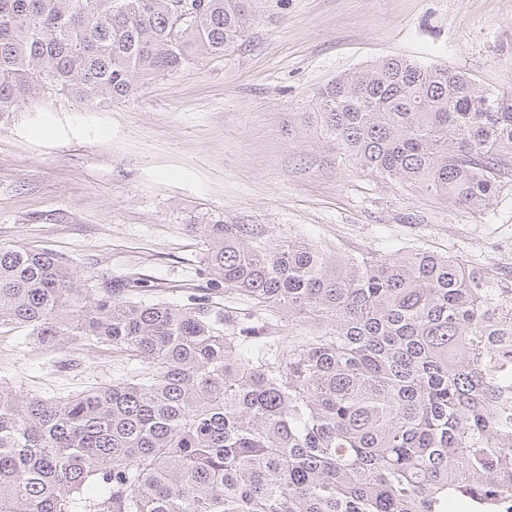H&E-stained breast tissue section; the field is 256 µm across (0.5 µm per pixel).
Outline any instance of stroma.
Returning a JSON list of instances; mask_svg holds the SVG:
<instances>
[{
	"label": "stroma",
	"mask_w": 512,
	"mask_h": 512,
	"mask_svg": "<svg viewBox=\"0 0 512 512\" xmlns=\"http://www.w3.org/2000/svg\"><path fill=\"white\" fill-rule=\"evenodd\" d=\"M401 57L512 92V0H267L245 44L106 107L55 96L0 127V246L82 277L206 285L188 225L212 214L289 229L339 255H460L512 273V172L481 210L358 168L296 115L341 74ZM108 346L44 349L0 328V389L64 398L134 372Z\"/></svg>",
	"instance_id": "1"
}]
</instances>
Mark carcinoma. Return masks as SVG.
<instances>
[{"mask_svg":"<svg viewBox=\"0 0 512 512\" xmlns=\"http://www.w3.org/2000/svg\"><path fill=\"white\" fill-rule=\"evenodd\" d=\"M261 0H0V125L53 95L104 105L246 42ZM322 138L471 210L512 162V93L387 58L317 89ZM206 287L78 281L0 246V326L141 363L64 400L0 390V512H477L512 503V288L421 251L339 258L217 214ZM244 297L307 327L284 346Z\"/></svg>","mask_w":512,"mask_h":512,"instance_id":"obj_1","label":"carcinoma"}]
</instances>
